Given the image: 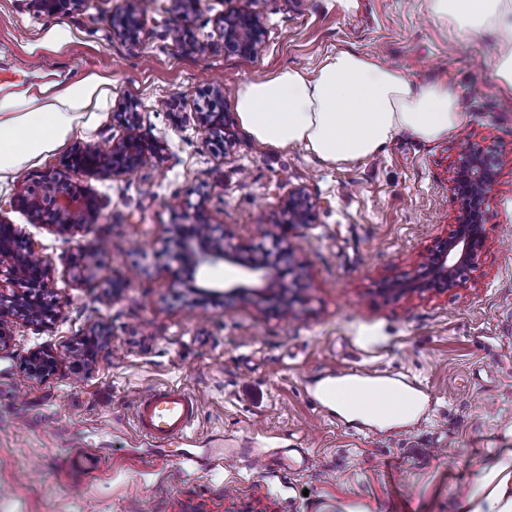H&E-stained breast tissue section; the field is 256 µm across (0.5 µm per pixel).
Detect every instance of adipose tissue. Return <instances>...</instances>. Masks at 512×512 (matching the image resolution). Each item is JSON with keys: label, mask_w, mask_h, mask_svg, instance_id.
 Listing matches in <instances>:
<instances>
[{"label": "adipose tissue", "mask_w": 512, "mask_h": 512, "mask_svg": "<svg viewBox=\"0 0 512 512\" xmlns=\"http://www.w3.org/2000/svg\"><path fill=\"white\" fill-rule=\"evenodd\" d=\"M433 13L460 36L496 32L500 83L512 91V0H431ZM94 92L72 84L48 102L0 98V175L53 151L78 126ZM234 107L241 127L259 145L303 148L330 166L367 161L405 134L423 143L445 139L464 121L452 85L414 79L402 68L348 48L327 53L315 71L283 67L239 83ZM458 512H512V451L482 472Z\"/></svg>", "instance_id": "adipose-tissue-1"}]
</instances>
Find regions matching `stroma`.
I'll return each mask as SVG.
<instances>
[{"label":"stroma","instance_id":"stroma-1","mask_svg":"<svg viewBox=\"0 0 512 512\" xmlns=\"http://www.w3.org/2000/svg\"><path fill=\"white\" fill-rule=\"evenodd\" d=\"M123 5L83 0L38 14L28 0H0V96L41 103L83 78L100 81L61 147L0 178V221L41 242L61 305L53 323H14L0 341V512H453L512 450V92L496 78L498 36L461 39L428 0H361L351 15L336 0H206L176 31L163 22L165 0H146L142 28L117 37ZM241 8L267 29L251 58L225 52L214 24ZM57 24L71 41L45 42ZM339 48L451 83L466 120L447 139L402 134L339 169L299 148L259 147L229 97L228 146L196 128L199 89L285 66L312 71ZM124 102L141 113L144 139L164 141L161 153L115 180L67 171L76 148L124 135ZM463 142L499 163L479 266L464 288L395 297L389 280L455 222ZM62 170L99 204L96 222L73 233L31 223L17 203L31 179ZM296 187L316 201L314 223H289L283 201ZM198 217L213 237L280 269L295 245L292 305L274 287L228 293L251 277L225 263L200 270L211 291L188 292L174 230ZM95 328L102 347L73 364L65 350ZM46 345L63 360L33 378L25 357ZM326 368L413 377L429 406L410 429L341 427L304 391ZM161 384L199 399L195 448H253L262 465L181 468L183 445L160 452L139 438L132 398ZM291 448L308 451L307 468L283 469Z\"/></svg>","mask_w":512,"mask_h":512}]
</instances>
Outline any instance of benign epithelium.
<instances>
[{
  "instance_id": "7a95c632",
  "label": "benign epithelium",
  "mask_w": 512,
  "mask_h": 512,
  "mask_svg": "<svg viewBox=\"0 0 512 512\" xmlns=\"http://www.w3.org/2000/svg\"><path fill=\"white\" fill-rule=\"evenodd\" d=\"M201 0H170L167 14L171 17H188L200 10ZM143 0H125L123 9L113 16L112 32L127 35L143 25ZM224 37V49L242 56H252L264 46L265 28L260 17L249 11L226 12L217 20ZM198 130L208 136L224 123L217 121L214 108L194 113ZM140 113L131 112L126 121L127 133L114 141L108 150L87 146L80 152L77 164L90 173L103 178H116L135 170L162 148L158 141L143 140L136 129ZM495 160L492 155L463 143L458 151L455 191L458 204L455 229L443 240L437 250L422 254L411 269L391 281V290L404 296L414 292L455 290L466 286L470 272L479 265V258L486 246L482 207L486 191L494 183ZM27 210L31 223L61 226L77 231L95 222L98 204L95 199L73 191L66 179L56 173L43 175L26 188L18 198ZM288 223L310 224L315 217L317 203L305 188L297 187L288 192L286 201ZM189 234L181 261L188 273L186 287L193 291L207 288L197 282L195 274L202 266L220 263L241 264L268 284L270 274L265 264L256 258L246 262L230 251L221 240L198 232V225L183 224ZM19 244L18 230L12 224H0V340L10 335L11 324L24 321L46 324L57 318L58 302L45 297L47 281L53 263L43 252L40 242L28 238L22 246L23 253L14 251ZM59 356L46 349L30 352L29 374L45 378L55 372Z\"/></svg>"
}]
</instances>
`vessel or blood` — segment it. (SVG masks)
<instances>
[{"mask_svg": "<svg viewBox=\"0 0 512 512\" xmlns=\"http://www.w3.org/2000/svg\"><path fill=\"white\" fill-rule=\"evenodd\" d=\"M358 381L338 379L336 374L320 376L309 391V397L328 419L336 417L337 401L346 406L362 404L363 411L353 424L360 431L372 433L373 424L380 419H392L403 426H411L418 408H421L425 392L414 379L393 382L390 376L372 373L367 393H360ZM200 404L195 395L185 388L162 386L153 388L135 400L133 421L136 431L156 446L163 447L175 442H188V432L197 421ZM250 448H223L201 456L185 451L179 458L180 465H206L217 467L224 461L253 458Z\"/></svg>", "mask_w": 512, "mask_h": 512, "instance_id": "obj_1", "label": "vessel or blood"}]
</instances>
